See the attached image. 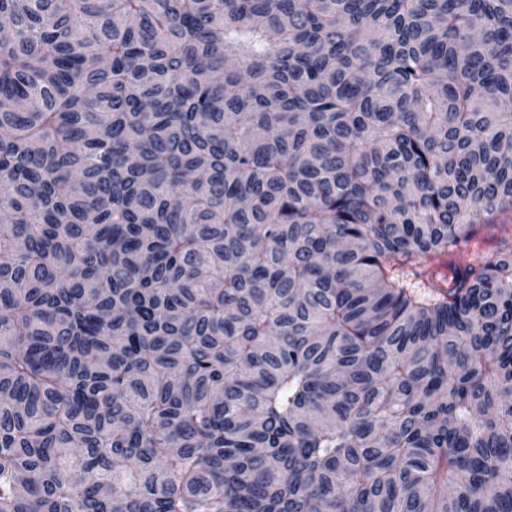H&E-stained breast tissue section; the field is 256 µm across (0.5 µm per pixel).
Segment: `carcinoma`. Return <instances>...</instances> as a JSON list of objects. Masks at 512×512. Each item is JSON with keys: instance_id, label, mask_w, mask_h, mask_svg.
<instances>
[{"instance_id": "cac0c4a2", "label": "carcinoma", "mask_w": 512, "mask_h": 512, "mask_svg": "<svg viewBox=\"0 0 512 512\" xmlns=\"http://www.w3.org/2000/svg\"><path fill=\"white\" fill-rule=\"evenodd\" d=\"M0 512H512V0H0Z\"/></svg>"}]
</instances>
